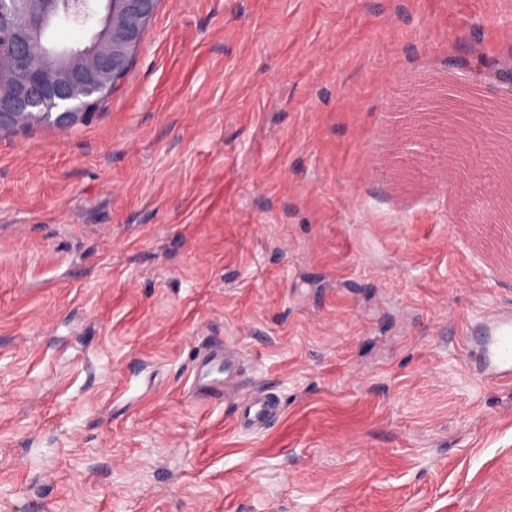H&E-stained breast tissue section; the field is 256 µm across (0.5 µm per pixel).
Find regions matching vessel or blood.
<instances>
[{
	"mask_svg": "<svg viewBox=\"0 0 512 512\" xmlns=\"http://www.w3.org/2000/svg\"><path fill=\"white\" fill-rule=\"evenodd\" d=\"M466 340L479 343L477 353L481 377L487 381H512V310H502L465 329ZM239 357L228 348H213L193 361V386L204 385L213 394L224 390L222 376L234 375ZM284 412L281 397L274 392L252 390L240 395L235 422L243 433H257L278 420Z\"/></svg>",
	"mask_w": 512,
	"mask_h": 512,
	"instance_id": "b4317fda",
	"label": "vessel or blood"
}]
</instances>
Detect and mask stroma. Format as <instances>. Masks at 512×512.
Here are the masks:
<instances>
[{"instance_id": "1", "label": "stroma", "mask_w": 512, "mask_h": 512, "mask_svg": "<svg viewBox=\"0 0 512 512\" xmlns=\"http://www.w3.org/2000/svg\"><path fill=\"white\" fill-rule=\"evenodd\" d=\"M512 0H159L83 119L0 130V512H512V383L463 330L512 309V188L399 115L479 122ZM393 165L374 178L375 164ZM285 412L237 432L192 384ZM238 365L239 356L226 346L210 349L194 359L192 384L194 387L205 385L211 393L219 395L224 390L219 376L234 375Z\"/></svg>"}]
</instances>
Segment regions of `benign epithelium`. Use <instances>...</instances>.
Returning a JSON list of instances; mask_svg holds the SVG:
<instances>
[{"label": "benign epithelium", "mask_w": 512, "mask_h": 512, "mask_svg": "<svg viewBox=\"0 0 512 512\" xmlns=\"http://www.w3.org/2000/svg\"><path fill=\"white\" fill-rule=\"evenodd\" d=\"M157 0H4L0 3V128L33 119L54 118L70 126L83 115L85 104L109 93L125 75L141 38V25L154 13ZM64 21L94 30L86 43L59 45L49 39L48 23ZM27 73L20 81L17 73ZM506 85L501 99L512 102V71L486 73ZM507 113L487 107L481 133L498 132L512 140Z\"/></svg>", "instance_id": "1"}]
</instances>
